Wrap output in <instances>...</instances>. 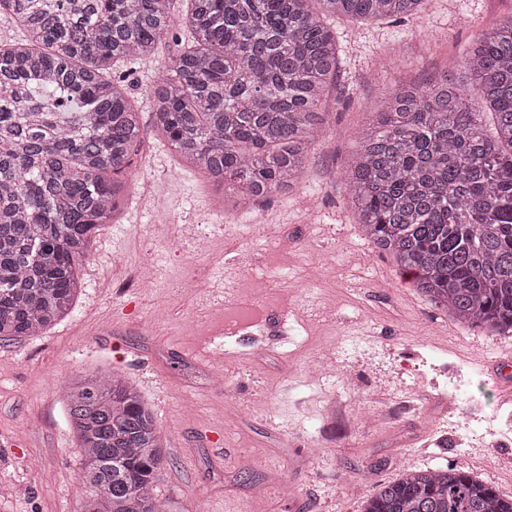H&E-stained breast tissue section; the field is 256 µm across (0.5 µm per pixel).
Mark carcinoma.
<instances>
[{
  "label": "carcinoma",
  "mask_w": 512,
  "mask_h": 512,
  "mask_svg": "<svg viewBox=\"0 0 512 512\" xmlns=\"http://www.w3.org/2000/svg\"><path fill=\"white\" fill-rule=\"evenodd\" d=\"M175 2L0 0L26 33L0 43V340L71 313L78 262L122 200L109 175L131 166L145 128L115 64L189 29L152 88V127L241 212L293 188L327 130L339 59L326 19H402L425 0H187L183 19ZM463 69L381 101L346 169L348 198L365 239L449 318L512 332V17ZM65 415L94 492L81 512H179L155 495L162 432L125 378L71 377ZM363 512H512V499L450 464L379 485Z\"/></svg>",
  "instance_id": "cac0c4a2"
}]
</instances>
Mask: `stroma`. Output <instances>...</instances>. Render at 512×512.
I'll list each match as a JSON object with an SVG mask.
<instances>
[{"mask_svg": "<svg viewBox=\"0 0 512 512\" xmlns=\"http://www.w3.org/2000/svg\"><path fill=\"white\" fill-rule=\"evenodd\" d=\"M510 17L512 0H427L398 23L337 18L330 129L295 188L240 215H225L223 191L148 131L122 176V217L96 232L78 265L71 313L0 341V434L13 442L0 447V512H77L90 497L64 385L99 368L119 372L151 405L166 438L156 492L180 512H247L254 493L270 512H361L377 482L448 464L512 499V404L495 403L512 335L457 324L418 293L361 237L343 179L388 88L455 65ZM187 40L180 30L123 66L142 122L150 85ZM181 224L209 238L204 255L178 238ZM266 224L281 225L277 245ZM247 261L266 269L259 285L242 276ZM134 271L148 287H127ZM194 275L208 289L188 292ZM330 300L335 323H313ZM228 307L247 314L230 338ZM329 333L345 355L333 381H317L306 363ZM336 397L345 412L324 417ZM370 406L391 419L366 423Z\"/></svg>", "mask_w": 512, "mask_h": 512, "instance_id": "1", "label": "stroma"}]
</instances>
